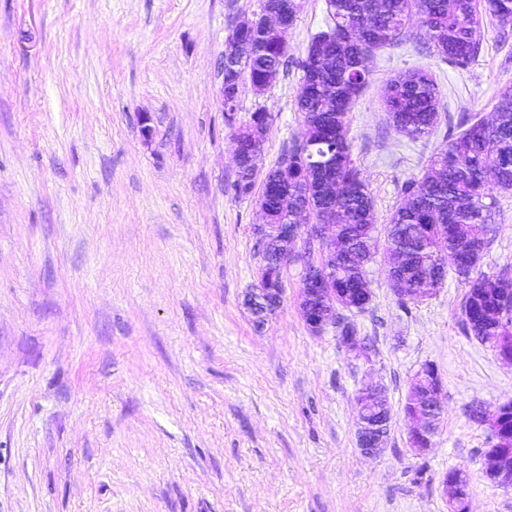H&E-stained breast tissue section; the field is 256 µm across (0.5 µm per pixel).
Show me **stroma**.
<instances>
[{"instance_id":"35a3bbf8","label":"stroma","mask_w":512,"mask_h":512,"mask_svg":"<svg viewBox=\"0 0 512 512\" xmlns=\"http://www.w3.org/2000/svg\"><path fill=\"white\" fill-rule=\"evenodd\" d=\"M261 0H0V512H450L442 480L470 478V512H512L485 475L487 430L470 404L512 401V365L462 325L455 273L400 303L385 250L372 301L347 313L367 349L303 320V267L262 328L244 305L261 256L257 196L235 197L234 133L220 104L233 26ZM326 0H302L287 70L262 94L242 83L238 125L271 116L258 176L301 127L296 66L323 30ZM464 68L414 26L376 50L348 113L352 159L377 226L421 178L462 116L488 120L512 87V27L482 19ZM428 70L435 132L387 122L390 81ZM479 268L512 270V190L495 193ZM444 411L425 454L403 406L424 364ZM383 386L385 450L357 444L356 395Z\"/></svg>"}]
</instances>
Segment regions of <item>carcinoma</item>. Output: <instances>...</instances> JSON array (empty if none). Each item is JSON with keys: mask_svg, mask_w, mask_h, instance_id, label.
<instances>
[{"mask_svg": "<svg viewBox=\"0 0 512 512\" xmlns=\"http://www.w3.org/2000/svg\"><path fill=\"white\" fill-rule=\"evenodd\" d=\"M300 9V0H263V11L279 14L289 27ZM483 10L501 27L512 26V0H483ZM415 14L442 60L465 66L479 52L475 0H327V29L311 38L298 62L302 129L261 182L259 202L270 212V223L291 228L313 218L337 224L348 235L349 254L320 252L319 264L336 288L369 287L366 265L377 247L371 193L347 138L348 112L369 79L368 55L406 40ZM226 44L238 53L224 64L227 96H238L246 77L254 88L266 86L288 65L278 32L254 23L234 27ZM438 105L437 84L425 70L408 71L387 88L389 122L409 139L434 133ZM259 151L261 145L243 143L245 163L228 186L237 198L254 193L257 171L250 158ZM430 165L434 174L405 184L403 201L385 225L387 248L400 257L397 270L388 273L389 286L402 289L401 302H420L451 269L467 286L465 330L485 345L497 340L511 346L512 322L501 323L500 311L502 304H512V278L506 272L472 273L488 244L493 191L512 190V90L501 92L492 123L477 120L456 135H444ZM368 411L389 430L393 414L386 397Z\"/></svg>", "mask_w": 512, "mask_h": 512, "instance_id": "1", "label": "carcinoma"}]
</instances>
